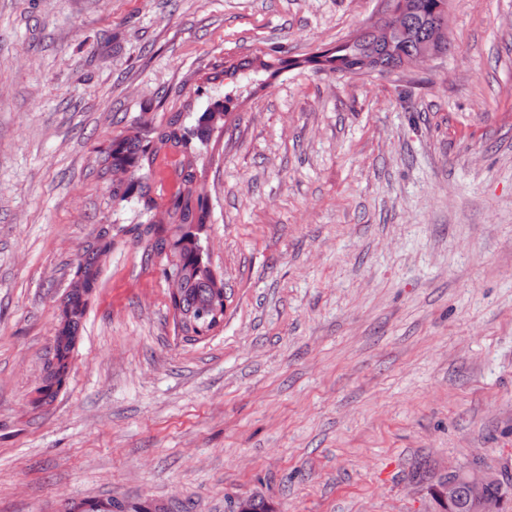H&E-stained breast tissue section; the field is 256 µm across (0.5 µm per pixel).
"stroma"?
<instances>
[{
    "instance_id": "35a3bbf8",
    "label": "stroma",
    "mask_w": 512,
    "mask_h": 512,
    "mask_svg": "<svg viewBox=\"0 0 512 512\" xmlns=\"http://www.w3.org/2000/svg\"><path fill=\"white\" fill-rule=\"evenodd\" d=\"M381 0H0V512H435V478L512 468V0H448L447 53L346 75L293 59ZM227 100L198 159L224 324L174 334L116 238L72 368L39 404L77 257L113 207L98 156ZM273 64H269L264 60H261L259 57H255L254 59L244 58L240 60L236 64H232L229 67L224 68L218 72H215L212 76L213 80H218L221 76H223V80H229V82H234L242 75L246 70H265L269 71Z\"/></svg>"
}]
</instances>
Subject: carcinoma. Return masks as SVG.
Listing matches in <instances>:
<instances>
[{"mask_svg":"<svg viewBox=\"0 0 512 512\" xmlns=\"http://www.w3.org/2000/svg\"><path fill=\"white\" fill-rule=\"evenodd\" d=\"M443 0H416L412 17V36L385 54L383 62L392 69L404 58L411 56L416 43L429 31V26L446 21L441 9ZM375 36L365 31L358 41L344 40L302 60H278L287 67L309 66L316 72L334 76L355 74L362 69L363 56ZM272 65L256 57L244 58L212 76L231 82L247 70L268 71ZM211 127L207 113H202L194 127L184 124L183 113L172 112L159 124L150 127L147 138L119 133L112 137L103 151L101 166L104 173L121 170L129 174L127 181L111 183L109 195L112 202L121 203L137 199L142 204L140 214L148 220L135 224H102L93 239L76 260L75 273L82 275L84 287L71 288L60 303L62 327L54 337L49 370L41 389L40 401L51 403L71 369L73 351L79 339L89 298L96 288L102 265L112 251L115 238L128 237L142 248L144 263H159L161 274L171 271L181 277L178 292L168 295L174 309V332L186 342H199L208 337L216 325L214 310L224 306V279L211 266L202 244L201 235L209 223V205L195 194L197 184L196 156L190 151L192 140L209 141ZM171 153L181 154L175 164L174 191L164 203L151 196V183L155 165ZM162 206L167 210V221L158 225L149 217ZM501 480L490 487L486 512H505L504 502H512V473L500 472ZM71 512H125L124 505L110 499L81 502Z\"/></svg>","mask_w":512,"mask_h":512,"instance_id":"1","label":"carcinoma"}]
</instances>
